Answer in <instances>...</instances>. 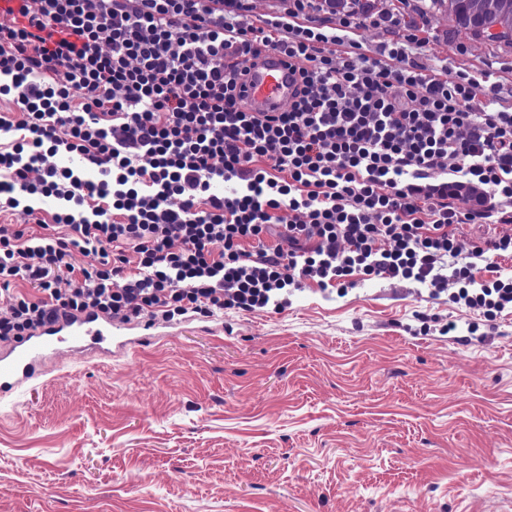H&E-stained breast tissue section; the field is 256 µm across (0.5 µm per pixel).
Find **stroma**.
Listing matches in <instances>:
<instances>
[{
	"label": "stroma",
	"instance_id": "stroma-1",
	"mask_svg": "<svg viewBox=\"0 0 512 512\" xmlns=\"http://www.w3.org/2000/svg\"><path fill=\"white\" fill-rule=\"evenodd\" d=\"M375 8L426 14L422 63L512 108V43L429 0ZM136 325L151 340L0 398V512H512V311L356 272Z\"/></svg>",
	"mask_w": 512,
	"mask_h": 512
}]
</instances>
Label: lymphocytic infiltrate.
<instances>
[{"label": "lymphocytic infiltrate", "mask_w": 512, "mask_h": 512, "mask_svg": "<svg viewBox=\"0 0 512 512\" xmlns=\"http://www.w3.org/2000/svg\"><path fill=\"white\" fill-rule=\"evenodd\" d=\"M369 27L390 38L368 54L352 35ZM425 30L349 0L261 19L251 0H21L0 26V135H17L0 212L40 232L0 225V341L61 311H279L289 289L356 271L440 293L512 254V233L465 252L453 232L512 223V110L474 76L425 67ZM269 52L295 95L255 112L244 78ZM25 195L58 208L39 219ZM19 279L41 298L11 292ZM452 300L503 311L512 277Z\"/></svg>", "instance_id": "1"}]
</instances>
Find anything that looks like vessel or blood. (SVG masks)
Segmentation results:
<instances>
[{
    "mask_svg": "<svg viewBox=\"0 0 512 512\" xmlns=\"http://www.w3.org/2000/svg\"><path fill=\"white\" fill-rule=\"evenodd\" d=\"M293 91L279 55L266 54L251 66L247 102L253 111L280 110L291 101ZM124 336V324L102 315H58L33 336L0 352V393H12L35 379L43 361L58 354L62 346H89L104 351Z\"/></svg>",
    "mask_w": 512,
    "mask_h": 512,
    "instance_id": "1",
    "label": "vessel or blood"
}]
</instances>
